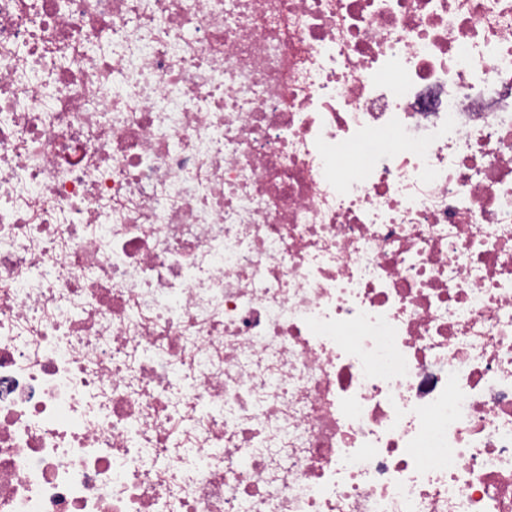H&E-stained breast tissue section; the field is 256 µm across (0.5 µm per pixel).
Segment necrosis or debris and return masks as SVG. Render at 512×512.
<instances>
[{"label":"necrosis or debris","mask_w":512,"mask_h":512,"mask_svg":"<svg viewBox=\"0 0 512 512\" xmlns=\"http://www.w3.org/2000/svg\"><path fill=\"white\" fill-rule=\"evenodd\" d=\"M0 512H512V0H0Z\"/></svg>","instance_id":"4bbe7bcc"}]
</instances>
